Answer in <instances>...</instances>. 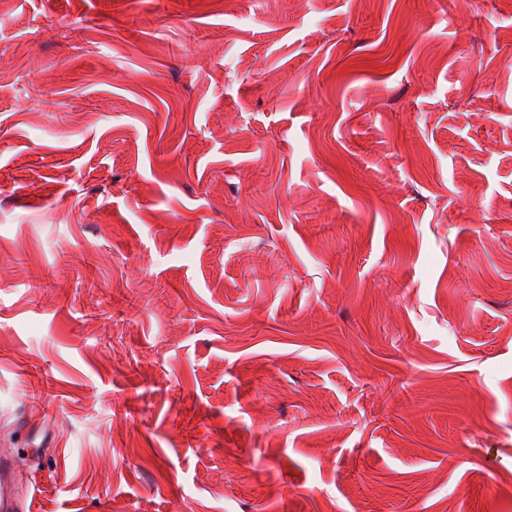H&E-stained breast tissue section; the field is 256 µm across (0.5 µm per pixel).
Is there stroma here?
<instances>
[{
	"label": "stroma",
	"instance_id": "obj_1",
	"mask_svg": "<svg viewBox=\"0 0 512 512\" xmlns=\"http://www.w3.org/2000/svg\"><path fill=\"white\" fill-rule=\"evenodd\" d=\"M2 453L15 512H512V0H0Z\"/></svg>",
	"mask_w": 512,
	"mask_h": 512
}]
</instances>
